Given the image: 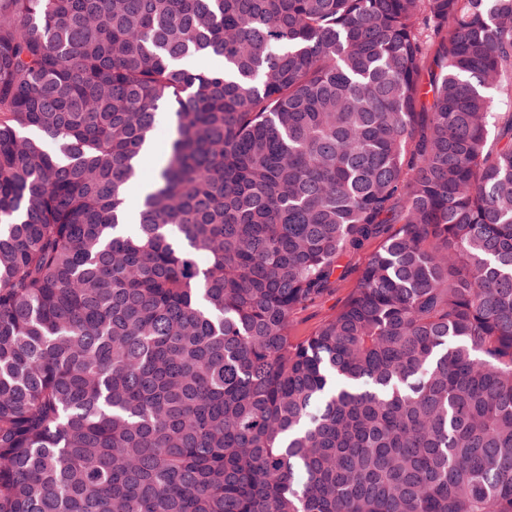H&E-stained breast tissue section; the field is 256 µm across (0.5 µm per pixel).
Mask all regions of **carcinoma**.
Wrapping results in <instances>:
<instances>
[{"mask_svg": "<svg viewBox=\"0 0 512 512\" xmlns=\"http://www.w3.org/2000/svg\"><path fill=\"white\" fill-rule=\"evenodd\" d=\"M0 512H512V0H0ZM172 132V122L163 118L156 126L152 135V146L155 150L156 162H147L134 184L151 185L155 178L157 164L164 157ZM377 243L371 244L363 253L349 261L345 276L337 284L336 292L329 298L304 308L296 318L295 334L303 336L312 331L332 310L338 306L356 287L368 257L376 249Z\"/></svg>", "mask_w": 512, "mask_h": 512, "instance_id": "cac0c4a2", "label": "carcinoma"}]
</instances>
